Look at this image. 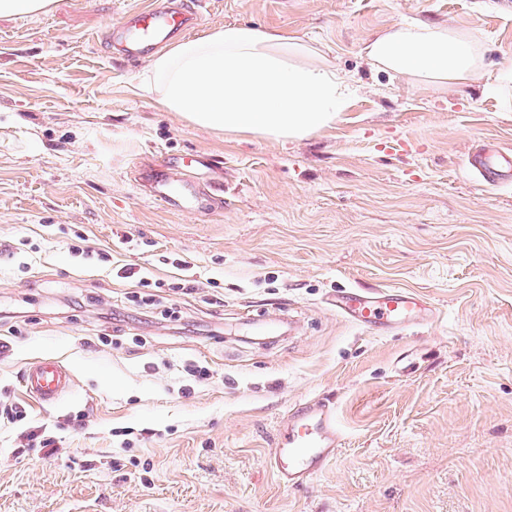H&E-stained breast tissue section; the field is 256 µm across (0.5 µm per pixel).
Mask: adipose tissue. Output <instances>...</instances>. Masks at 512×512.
<instances>
[{
    "instance_id": "ef3b65f1",
    "label": "adipose tissue",
    "mask_w": 512,
    "mask_h": 512,
    "mask_svg": "<svg viewBox=\"0 0 512 512\" xmlns=\"http://www.w3.org/2000/svg\"><path fill=\"white\" fill-rule=\"evenodd\" d=\"M370 63L451 87L480 81L512 112V67L483 73L477 39L451 26L398 22L368 41ZM294 39L225 26L178 41L152 58L143 86L154 104L214 132L272 140L309 135L335 122L351 93L336 71L310 61Z\"/></svg>"
}]
</instances>
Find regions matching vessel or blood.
Returning a JSON list of instances; mask_svg holds the SVG:
<instances>
[{
  "instance_id": "obj_1",
  "label": "vessel or blood",
  "mask_w": 512,
  "mask_h": 512,
  "mask_svg": "<svg viewBox=\"0 0 512 512\" xmlns=\"http://www.w3.org/2000/svg\"><path fill=\"white\" fill-rule=\"evenodd\" d=\"M196 14L185 0H153L148 7L128 11L110 26V49L130 61L146 58L157 46L191 31ZM469 167L487 183H512V148L496 143L469 157ZM154 200L180 212L203 214L218 203L200 183L165 174L150 187ZM328 307L363 329L400 332L434 319V305L406 289L371 291L339 289L326 298ZM26 392L50 405L74 386L70 371L59 362L43 359L30 363L23 376ZM343 441L335 409L324 402L306 403L281 423L270 465L277 482L285 487L306 483L335 459Z\"/></svg>"
}]
</instances>
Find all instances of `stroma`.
<instances>
[{
	"mask_svg": "<svg viewBox=\"0 0 512 512\" xmlns=\"http://www.w3.org/2000/svg\"><path fill=\"white\" fill-rule=\"evenodd\" d=\"M149 2L0 15V401L58 449L18 455V427L0 428V512H512V184L467 165L481 140L512 147V112L364 51L417 19L477 31L496 71L512 0H187L195 36L281 33L349 81L334 125L280 141L154 107L146 63L104 40ZM196 154L223 209L154 201L157 167ZM339 288L414 290L438 315L366 331L327 308ZM272 314L267 335L242 324ZM43 358L75 382L45 406L22 382ZM310 399L344 442L288 489L269 457Z\"/></svg>",
	"mask_w": 512,
	"mask_h": 512,
	"instance_id": "1",
	"label": "stroma"
}]
</instances>
